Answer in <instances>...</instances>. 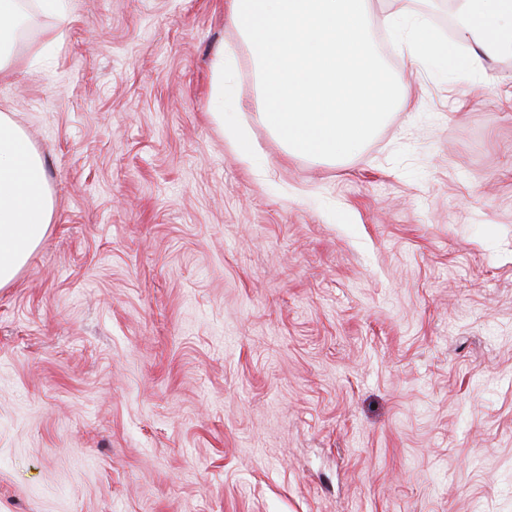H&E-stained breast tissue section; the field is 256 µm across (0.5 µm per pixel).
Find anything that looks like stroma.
Instances as JSON below:
<instances>
[{"instance_id":"1","label":"stroma","mask_w":512,"mask_h":512,"mask_svg":"<svg viewBox=\"0 0 512 512\" xmlns=\"http://www.w3.org/2000/svg\"><path fill=\"white\" fill-rule=\"evenodd\" d=\"M69 4L0 75L54 201L0 288V512H512V55L373 30L404 95L326 162L258 121L228 0ZM408 7L457 0L371 3ZM227 59L224 48H220L212 57L210 67L212 72L211 100L212 120L218 127L224 125V70Z\"/></svg>"}]
</instances>
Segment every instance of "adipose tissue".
Masks as SVG:
<instances>
[{
	"instance_id": "adipose-tissue-1",
	"label": "adipose tissue",
	"mask_w": 512,
	"mask_h": 512,
	"mask_svg": "<svg viewBox=\"0 0 512 512\" xmlns=\"http://www.w3.org/2000/svg\"><path fill=\"white\" fill-rule=\"evenodd\" d=\"M53 217L43 159L27 135L0 113V288L12 283Z\"/></svg>"
}]
</instances>
